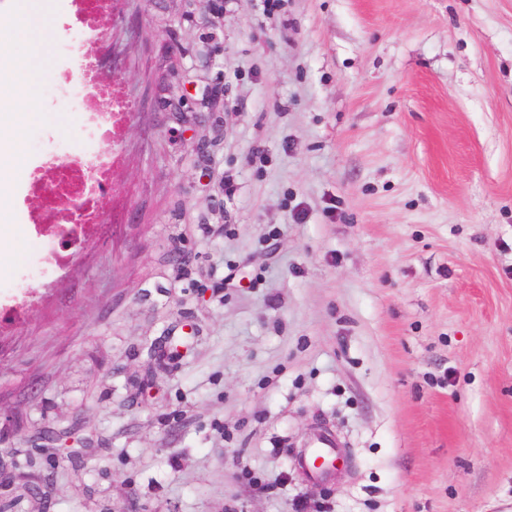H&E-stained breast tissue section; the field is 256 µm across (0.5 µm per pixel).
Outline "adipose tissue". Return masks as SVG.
Instances as JSON below:
<instances>
[{"label":"adipose tissue","mask_w":512,"mask_h":512,"mask_svg":"<svg viewBox=\"0 0 512 512\" xmlns=\"http://www.w3.org/2000/svg\"><path fill=\"white\" fill-rule=\"evenodd\" d=\"M20 19L0 22V239L17 235L11 223V187L29 171L22 142L30 124L38 122L40 81L47 63L48 43L34 24L44 0H19Z\"/></svg>","instance_id":"1"}]
</instances>
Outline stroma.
<instances>
[{
  "label": "stroma",
  "mask_w": 512,
  "mask_h": 512,
  "mask_svg": "<svg viewBox=\"0 0 512 512\" xmlns=\"http://www.w3.org/2000/svg\"><path fill=\"white\" fill-rule=\"evenodd\" d=\"M68 10L34 166L81 150ZM100 28L128 119L67 268L11 193L0 512H512V0H120ZM337 448L339 447L334 434L322 431L313 433L304 452V462L311 466L312 460L316 457L335 460L338 455Z\"/></svg>",
  "instance_id": "35a3bbf8"
}]
</instances>
